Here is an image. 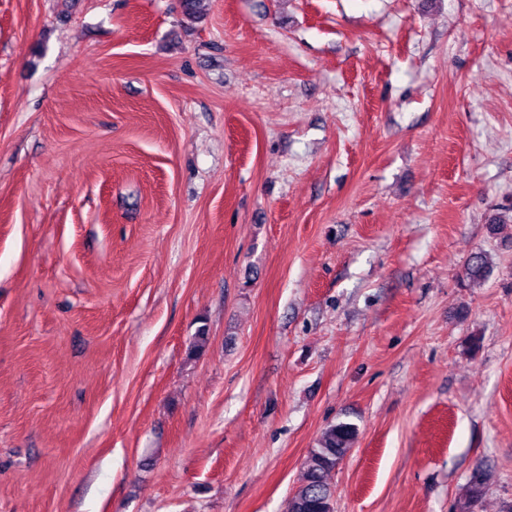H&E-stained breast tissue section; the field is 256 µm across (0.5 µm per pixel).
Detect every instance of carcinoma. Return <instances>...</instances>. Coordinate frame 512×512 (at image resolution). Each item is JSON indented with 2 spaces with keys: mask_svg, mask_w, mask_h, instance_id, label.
Returning a JSON list of instances; mask_svg holds the SVG:
<instances>
[{
  "mask_svg": "<svg viewBox=\"0 0 512 512\" xmlns=\"http://www.w3.org/2000/svg\"><path fill=\"white\" fill-rule=\"evenodd\" d=\"M488 270L487 256L481 253L471 256L464 265L465 276L472 283L484 282ZM357 435L356 425L350 422L341 421L325 428L317 447L309 451L304 461L299 484L290 500L289 512H335L332 476L336 465L353 448ZM484 484V473L475 470L460 505L461 512H477Z\"/></svg>",
  "mask_w": 512,
  "mask_h": 512,
  "instance_id": "obj_1",
  "label": "carcinoma"
}]
</instances>
